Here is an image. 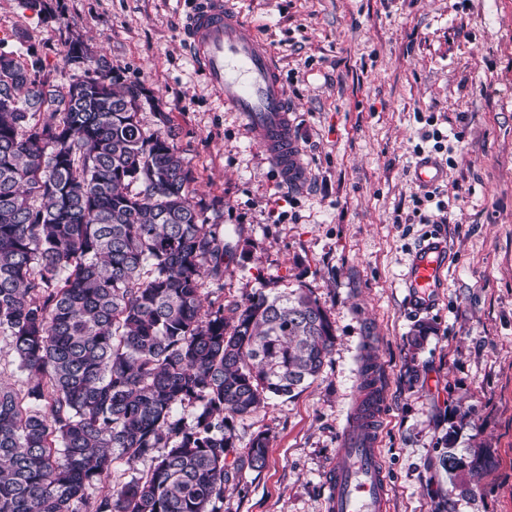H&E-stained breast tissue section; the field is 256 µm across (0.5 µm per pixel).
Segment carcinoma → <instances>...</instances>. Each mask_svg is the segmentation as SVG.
Returning a JSON list of instances; mask_svg holds the SVG:
<instances>
[{
    "instance_id": "cac0c4a2",
    "label": "carcinoma",
    "mask_w": 512,
    "mask_h": 512,
    "mask_svg": "<svg viewBox=\"0 0 512 512\" xmlns=\"http://www.w3.org/2000/svg\"><path fill=\"white\" fill-rule=\"evenodd\" d=\"M64 60H90L82 38ZM149 98L102 57L64 91L41 59L0 54V334L25 378L0 387V512H218L269 450L259 434L228 465L230 419L316 379L334 345L302 285L229 322L204 308L224 240L173 134L141 127Z\"/></svg>"
}]
</instances>
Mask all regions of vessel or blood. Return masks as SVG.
I'll return each mask as SVG.
<instances>
[{"label": "vessel or blood", "mask_w": 512, "mask_h": 512, "mask_svg": "<svg viewBox=\"0 0 512 512\" xmlns=\"http://www.w3.org/2000/svg\"><path fill=\"white\" fill-rule=\"evenodd\" d=\"M231 0H194L183 37L204 80L240 113L252 140L265 152L282 182L301 185L306 170L289 115L296 105L283 87L270 49ZM447 245L435 238L414 253L405 284L416 310H432L444 272ZM380 399L366 389L355 422L342 433L345 448L327 475L329 512H387V481L377 448Z\"/></svg>", "instance_id": "1"}]
</instances>
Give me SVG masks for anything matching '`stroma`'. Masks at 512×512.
<instances>
[{
	"instance_id": "obj_1",
	"label": "stroma",
	"mask_w": 512,
	"mask_h": 512,
	"mask_svg": "<svg viewBox=\"0 0 512 512\" xmlns=\"http://www.w3.org/2000/svg\"><path fill=\"white\" fill-rule=\"evenodd\" d=\"M49 2L46 17L0 0V54L33 49L65 88L82 71L64 45L81 33L121 83L148 90L142 128L174 132L194 199L224 236L205 306L302 285L333 322L314 383L233 419L237 455L262 432L269 452L227 486L220 512H328L325 476L367 350L385 405L388 512H512V0H233L299 107V188L196 72L182 38L191 0ZM423 157L443 170V224L425 221L436 208L415 179ZM436 237L448 243L444 286L419 314L402 276ZM451 452L464 461L454 471Z\"/></svg>"
}]
</instances>
